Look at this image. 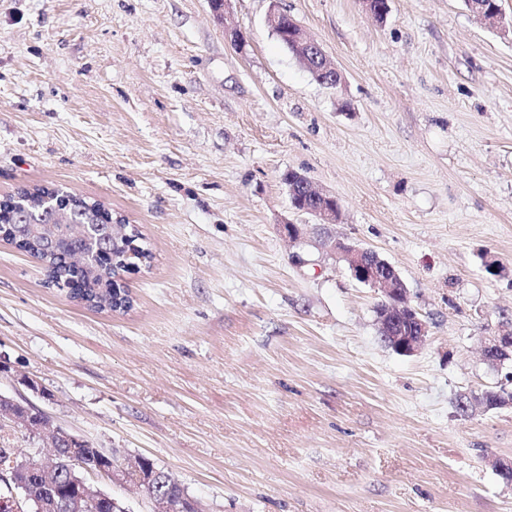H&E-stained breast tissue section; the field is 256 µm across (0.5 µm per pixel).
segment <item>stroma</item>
<instances>
[{
  "label": "stroma",
  "instance_id": "obj_1",
  "mask_svg": "<svg viewBox=\"0 0 512 512\" xmlns=\"http://www.w3.org/2000/svg\"><path fill=\"white\" fill-rule=\"evenodd\" d=\"M280 5L342 80L319 83ZM0 0V201L61 186L153 258L98 311L0 241V393L168 471L202 512H512V407L483 340L512 328V0ZM336 196L318 226L284 176ZM300 224L296 247L282 221ZM375 251L429 325L380 339V293L321 242ZM304 264H295L294 253ZM496 273H488L487 262Z\"/></svg>",
  "mask_w": 512,
  "mask_h": 512
}]
</instances>
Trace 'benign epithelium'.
Returning <instances> with one entry per match:
<instances>
[{
    "mask_svg": "<svg viewBox=\"0 0 512 512\" xmlns=\"http://www.w3.org/2000/svg\"><path fill=\"white\" fill-rule=\"evenodd\" d=\"M231 0H218L217 14L223 21L224 32L238 37L237 27L230 12ZM272 32L284 36L297 49L302 65L311 71L314 77L323 84L336 86L341 77L333 67L321 45L312 39L304 28L287 11L275 5L267 16ZM310 197L313 207L308 209L317 223L331 225L339 223L341 210L336 208V197L315 189L308 180L289 187L290 198L297 192ZM324 246L337 259L345 264L351 276L358 282L381 292L376 324L379 336L384 344L394 352L410 356L418 352L428 335V325L420 313L409 302L407 288L396 269L376 253L361 249L341 239L330 238ZM482 357L491 366L502 369L505 362L512 361V332L506 330L500 336H491L483 342ZM512 404V394L500 389L487 390L474 397V405L492 409ZM24 411V403L12 397L0 394V419L12 423L19 421V414ZM26 434L42 441L53 438L72 439L87 448V451L64 462L57 456L50 455L46 459L34 460L13 456L9 469L0 472V477L14 485L13 500L25 508V512H52L56 501L38 498L29 490L28 481L19 480L16 474L25 470L51 469L60 464L70 471L80 473L73 479L71 496L67 499L70 512H87L101 500L112 504V512H131L127 501L119 496L94 490L87 483L83 474L99 473L106 476L112 483L134 485L153 505L152 512H200L195 501L186 502L177 494L157 495L153 491L159 471L154 465L147 463L146 458H122L115 452H107L102 448H93L91 443L79 436L65 432L52 426L49 416L41 413L35 419L22 422Z\"/></svg>",
    "mask_w": 512,
    "mask_h": 512,
    "instance_id": "1",
    "label": "benign epithelium"
}]
</instances>
